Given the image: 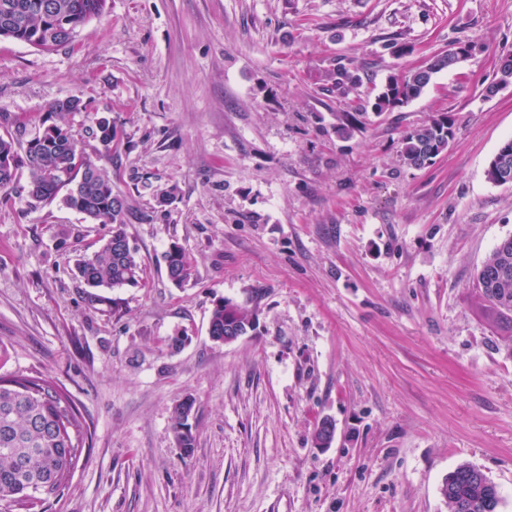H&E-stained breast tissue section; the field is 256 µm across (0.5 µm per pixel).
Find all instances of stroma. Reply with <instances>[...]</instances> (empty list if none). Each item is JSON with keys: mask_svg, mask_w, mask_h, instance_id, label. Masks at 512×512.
<instances>
[{"mask_svg": "<svg viewBox=\"0 0 512 512\" xmlns=\"http://www.w3.org/2000/svg\"><path fill=\"white\" fill-rule=\"evenodd\" d=\"M457 45L470 55L419 98L336 134L350 100ZM509 53L512 0H109L74 47L0 39V133L94 98L112 154L90 116L68 122L147 216L126 227L142 286L92 305L75 262L108 226L20 188L0 202V376L49 378L84 431L45 512H448L463 464L512 512V341L474 280L512 235V186L485 174L512 138V84L484 92ZM338 61L362 79L346 95L323 89ZM439 112L447 151L404 165L403 131ZM146 173L177 200L135 188ZM173 243L197 261L182 287ZM222 297L257 319L230 345L208 333ZM187 397L186 455L170 418ZM91 126L92 137L100 144L106 153H111L117 145V132L112 125V120L106 116L94 117ZM165 261L168 277L175 285L183 286L197 278L196 260L181 246L171 245Z\"/></svg>", "mask_w": 512, "mask_h": 512, "instance_id": "stroma-1", "label": "stroma"}]
</instances>
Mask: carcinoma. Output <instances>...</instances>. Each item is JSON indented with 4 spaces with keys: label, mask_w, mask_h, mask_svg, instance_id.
<instances>
[{
    "label": "carcinoma",
    "mask_w": 512,
    "mask_h": 512,
    "mask_svg": "<svg viewBox=\"0 0 512 512\" xmlns=\"http://www.w3.org/2000/svg\"><path fill=\"white\" fill-rule=\"evenodd\" d=\"M108 13V0H0V38H9L51 52L70 46L80 29L92 19ZM461 63L454 49L434 56L427 65L387 80L375 93L350 102L345 122L336 133L342 138L353 135L360 117L371 110L382 113L395 109L389 92L403 96L401 104L418 98L435 74L456 68ZM328 92L347 93L360 85L359 76L344 65L330 73ZM512 82V58L503 60L496 81L486 87L487 95ZM93 100L71 97L51 103L41 119V134L25 140L19 134L0 135V196H6L17 184L18 170L27 169V196L33 207L50 203L61 190L62 203L97 224H109V237L94 252L77 260L76 270L90 288H127L138 286L143 269L137 251L130 243L126 225L142 219L117 189L105 171L80 146L68 126L49 122L54 116L71 112H93ZM455 119L446 112L405 130L400 139V158L413 168H426L448 149V131ZM92 137L105 152L117 145V132L106 116L94 118ZM487 179L496 185L512 184V138L504 141L492 156ZM156 202L165 206L177 196V186L165 182L153 186ZM169 279L183 286L197 278L196 260L177 244L165 254ZM475 279L484 315L512 329V236L500 240L480 267ZM225 299L217 300L211 311L209 335L245 336L256 329V318L237 303L228 308ZM194 400L186 398L173 407L171 429L181 448L194 447V436L186 412ZM83 451V426L68 395L44 378L0 377V504L13 512H31L38 503L59 495L67 487ZM440 494L453 508V501L466 505L465 512H498L499 491L484 473L470 465H461L448 473Z\"/></svg>",
    "instance_id": "cac0c4a2"
}]
</instances>
